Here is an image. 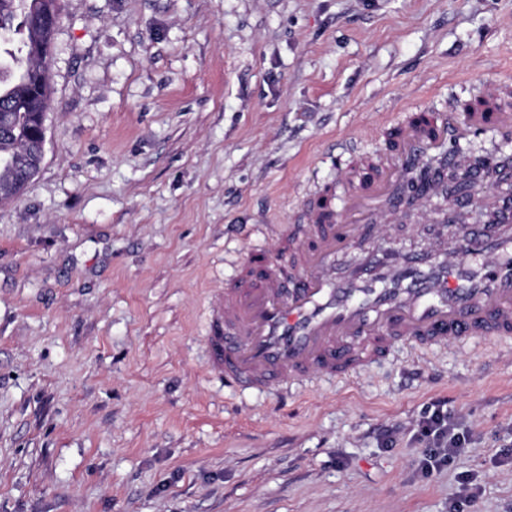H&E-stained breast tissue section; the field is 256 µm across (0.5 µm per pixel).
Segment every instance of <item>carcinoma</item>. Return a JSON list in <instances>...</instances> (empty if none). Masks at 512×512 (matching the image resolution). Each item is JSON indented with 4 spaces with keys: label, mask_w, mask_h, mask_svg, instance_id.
Instances as JSON below:
<instances>
[{
    "label": "carcinoma",
    "mask_w": 512,
    "mask_h": 512,
    "mask_svg": "<svg viewBox=\"0 0 512 512\" xmlns=\"http://www.w3.org/2000/svg\"><path fill=\"white\" fill-rule=\"evenodd\" d=\"M55 0H0V110L8 116L0 131V201L19 195L39 168L36 116L46 107L50 74L47 57L58 16Z\"/></svg>",
    "instance_id": "carcinoma-1"
}]
</instances>
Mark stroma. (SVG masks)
<instances>
[{
  "label": "stroma",
  "mask_w": 512,
  "mask_h": 512,
  "mask_svg": "<svg viewBox=\"0 0 512 512\" xmlns=\"http://www.w3.org/2000/svg\"><path fill=\"white\" fill-rule=\"evenodd\" d=\"M46 143L0 203V512H512V341L238 392L207 296L419 110L512 81V0H56ZM512 161L471 131L435 148ZM446 199L388 225L413 248ZM439 406L463 451L432 475Z\"/></svg>",
  "instance_id": "obj_1"
}]
</instances>
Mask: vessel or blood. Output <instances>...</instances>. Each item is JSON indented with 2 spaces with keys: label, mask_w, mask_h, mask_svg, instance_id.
I'll return each instance as SVG.
<instances>
[{
  "label": "vessel or blood",
  "mask_w": 512,
  "mask_h": 512,
  "mask_svg": "<svg viewBox=\"0 0 512 512\" xmlns=\"http://www.w3.org/2000/svg\"><path fill=\"white\" fill-rule=\"evenodd\" d=\"M474 127L512 136V106L474 113ZM447 125L409 123L393 156L333 208L301 211L298 233L269 254L247 253L234 283L212 295L207 370L237 391H264L314 375L343 379L385 359L394 342L424 349L448 341L512 339V196L486 200L490 221L441 229L423 250L365 242V223L395 221L385 208L399 173L420 166ZM359 251L340 265L339 254Z\"/></svg>",
  "instance_id": "vessel-or-blood-1"
}]
</instances>
